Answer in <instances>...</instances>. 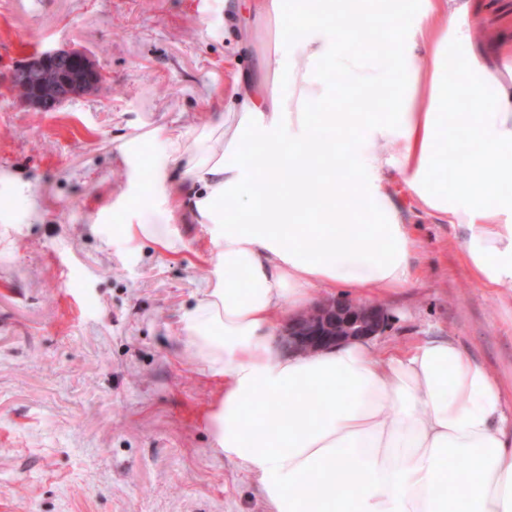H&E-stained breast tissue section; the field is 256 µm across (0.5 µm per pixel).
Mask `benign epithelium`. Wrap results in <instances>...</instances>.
Returning a JSON list of instances; mask_svg holds the SVG:
<instances>
[{
	"instance_id": "7a95c632",
	"label": "benign epithelium",
	"mask_w": 512,
	"mask_h": 512,
	"mask_svg": "<svg viewBox=\"0 0 512 512\" xmlns=\"http://www.w3.org/2000/svg\"><path fill=\"white\" fill-rule=\"evenodd\" d=\"M102 81V71L89 56L62 48L31 55L12 71L9 84L26 106L45 110L89 94ZM388 320L389 313L378 305L335 297L288 319L278 336L291 352H317L352 339L377 336Z\"/></svg>"
}]
</instances>
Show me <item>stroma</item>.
Instances as JSON below:
<instances>
[{
    "instance_id": "35a3bbf8",
    "label": "stroma",
    "mask_w": 512,
    "mask_h": 512,
    "mask_svg": "<svg viewBox=\"0 0 512 512\" xmlns=\"http://www.w3.org/2000/svg\"><path fill=\"white\" fill-rule=\"evenodd\" d=\"M479 46L512 42V0H479ZM284 20L247 0H0V512H267L213 451L224 381L180 329L212 274L208 225L156 197L176 250L117 243L154 177L161 133L223 127L231 87L270 96ZM84 51L105 73L56 110L7 79L31 53ZM390 191L420 241L409 290L381 302L380 345L451 336L501 383L512 414V306L470 277L464 230Z\"/></svg>"
}]
</instances>
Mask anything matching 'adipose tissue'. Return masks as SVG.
Listing matches in <instances>:
<instances>
[{"instance_id": "ef3b65f1", "label": "adipose tissue", "mask_w": 512, "mask_h": 512, "mask_svg": "<svg viewBox=\"0 0 512 512\" xmlns=\"http://www.w3.org/2000/svg\"><path fill=\"white\" fill-rule=\"evenodd\" d=\"M470 0H402L392 13L358 0H309L292 45L288 95L237 98L223 140L165 133L163 177L196 202L217 249L213 281L181 319L201 369L224 380L209 418L217 450L256 480L268 512H512V419L499 380L453 337L407 350L357 340L310 355L275 334L317 286L363 298L408 289L418 241L388 191L400 175L419 208L465 227L470 276L512 301V44L475 54ZM381 30L387 64L347 50V19ZM429 103L416 104L419 93ZM356 93L362 112H324ZM470 145L448 171L449 142ZM261 190L245 193L248 173ZM133 200L126 241L173 248L167 224ZM240 212L265 221L240 224ZM313 216L310 224L296 223ZM316 398L312 408L297 403ZM464 460L462 473L448 458Z\"/></svg>"}]
</instances>
